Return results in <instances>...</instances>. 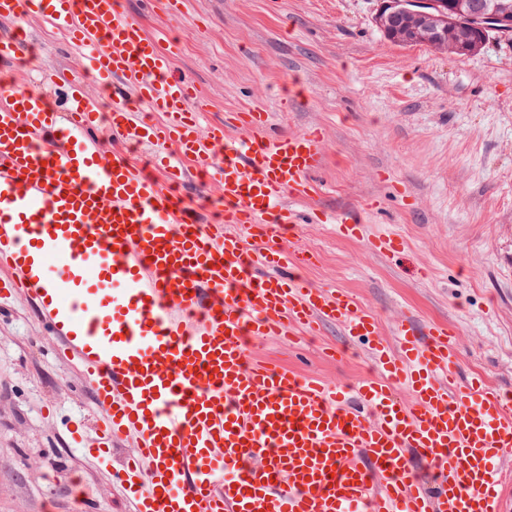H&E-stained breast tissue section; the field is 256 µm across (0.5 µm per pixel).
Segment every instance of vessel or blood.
<instances>
[{
  "mask_svg": "<svg viewBox=\"0 0 512 512\" xmlns=\"http://www.w3.org/2000/svg\"><path fill=\"white\" fill-rule=\"evenodd\" d=\"M19 14L91 50L119 91L113 134L152 147L173 183L186 178L179 159L196 161L224 196L223 223L189 224L152 176L103 159L80 79L63 113L42 89L0 87V301L36 302L91 396L88 453L111 466L131 512H512L499 469L512 410L482 378L459 381L452 328L433 326L423 344L403 321L389 345L349 291L292 274L314 255L274 228L299 223L290 200L316 192L320 133H275L260 108L207 123V100L172 70L175 45L123 0H0L1 19ZM128 93L163 122L137 120ZM310 218L365 238L360 216ZM326 325L369 339L374 375L348 389L246 361L245 337ZM416 460L433 486L415 481Z\"/></svg>",
  "mask_w": 512,
  "mask_h": 512,
  "instance_id": "obj_1",
  "label": "vessel or blood"
}]
</instances>
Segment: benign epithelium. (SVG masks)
I'll return each instance as SVG.
<instances>
[{
  "mask_svg": "<svg viewBox=\"0 0 512 512\" xmlns=\"http://www.w3.org/2000/svg\"><path fill=\"white\" fill-rule=\"evenodd\" d=\"M403 18L402 38L409 42L421 41L438 33L441 41H448V0H380L376 23L386 29L390 19ZM468 26L485 35L489 31H512V5L499 2L491 9L468 18Z\"/></svg>",
  "mask_w": 512,
  "mask_h": 512,
  "instance_id": "benign-epithelium-1",
  "label": "benign epithelium"
}]
</instances>
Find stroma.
<instances>
[{"label": "stroma", "instance_id": "stroma-1", "mask_svg": "<svg viewBox=\"0 0 512 512\" xmlns=\"http://www.w3.org/2000/svg\"><path fill=\"white\" fill-rule=\"evenodd\" d=\"M378 5L185 0L172 19L153 0H125L148 34L177 41L173 70L197 83L210 121L260 106L275 132L321 131L318 191L295 209L358 214L368 236L404 242L390 256L339 238L332 224L277 227L286 245L315 255L305 277L352 292L389 342L404 319L422 337L450 324L460 375L482 374L512 394V33L467 55L403 46L377 27ZM17 31L25 40L16 61L0 63V82L26 88L45 68L87 72V53L63 33L0 19V37ZM175 194L200 222L224 208L218 188L193 177ZM47 346L33 302L0 309V512H130L107 471L68 445L88 395ZM246 358L332 383L372 369L367 345L333 326L292 343L252 340Z\"/></svg>", "mask_w": 512, "mask_h": 512}]
</instances>
